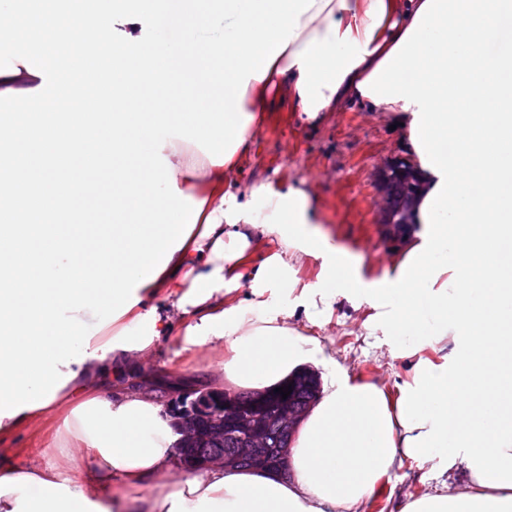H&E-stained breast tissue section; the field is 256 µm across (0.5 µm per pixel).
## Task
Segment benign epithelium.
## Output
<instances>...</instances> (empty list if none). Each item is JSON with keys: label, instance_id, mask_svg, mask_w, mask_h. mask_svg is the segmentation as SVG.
<instances>
[{"label": "benign epithelium", "instance_id": "obj_1", "mask_svg": "<svg viewBox=\"0 0 512 512\" xmlns=\"http://www.w3.org/2000/svg\"><path fill=\"white\" fill-rule=\"evenodd\" d=\"M402 174L411 186V190L401 202L399 209H394L386 190V181L391 172ZM379 187L378 223L383 227L385 238L392 243L400 238L413 224V208L423 190V183L414 165L406 158H392L381 166L376 174ZM237 393L212 385H199L192 391L172 394L165 397L167 409L177 408L173 418L178 430L187 434L176 444L177 455L183 471L189 472L221 463L226 467H235L244 460L251 462L258 470L279 471L287 462L289 449L280 448L272 459L259 451L262 421L256 412L241 414L236 410ZM203 416L210 424L222 427L228 423L244 437L245 446L235 448L220 455H206L190 463L185 461V450L200 440L201 433L198 417Z\"/></svg>", "mask_w": 512, "mask_h": 512}]
</instances>
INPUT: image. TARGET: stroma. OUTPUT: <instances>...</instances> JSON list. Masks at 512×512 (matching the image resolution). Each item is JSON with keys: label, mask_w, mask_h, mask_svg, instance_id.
I'll return each instance as SVG.
<instances>
[{"label": "stroma", "mask_w": 512, "mask_h": 512, "mask_svg": "<svg viewBox=\"0 0 512 512\" xmlns=\"http://www.w3.org/2000/svg\"><path fill=\"white\" fill-rule=\"evenodd\" d=\"M154 36L172 47L191 39L200 44L224 39L223 15L203 23L154 26ZM387 112H372L356 104L312 126L296 112H276L261 129L249 159L233 178L240 187L269 185L278 189L306 184L316 196L320 227L338 246L356 256L366 282L379 280L400 251L387 244L377 223L376 172L386 161L405 156L400 130ZM372 308L337 297L331 307L297 314L293 325L313 339L328 364V373L354 382H373L397 397L409 379L410 358L404 343L375 331ZM176 339L160 340L146 371L172 376L204 374L219 383L215 363L221 351L198 348L192 358L177 357ZM67 407L41 414L12 436L0 439V463L29 467L44 464L65 434ZM467 486L465 471L441 470L436 461L403 460L363 504V512H400L409 500L423 495L455 494Z\"/></svg>", "instance_id": "1"}]
</instances>
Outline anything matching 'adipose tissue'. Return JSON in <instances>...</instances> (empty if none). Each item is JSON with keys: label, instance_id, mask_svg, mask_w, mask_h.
<instances>
[{"label": "adipose tissue", "instance_id": "1", "mask_svg": "<svg viewBox=\"0 0 512 512\" xmlns=\"http://www.w3.org/2000/svg\"><path fill=\"white\" fill-rule=\"evenodd\" d=\"M66 26L55 57L0 68V434L69 405L63 467H0V512H358L405 459L465 468L455 495H426L401 512H512V0H114L111 22L79 0H14L0 31ZM224 15V40L171 49L156 19ZM94 54L113 91L109 132L90 138L66 104L90 95L66 57ZM177 99L178 110L152 108ZM347 101L390 112L424 184L400 260L361 283L357 263L315 224L310 194L231 179L273 112L309 122ZM210 139L199 153L189 139ZM112 160L110 221L53 236L59 195L78 168L44 160L47 145ZM276 241L259 267L251 250ZM320 261L323 301L362 295L388 336L433 327L440 362L418 360L397 399L382 387L330 381L289 450L291 474L216 464L173 477L178 435L155 395L128 388L132 361L161 338L181 351L225 349L217 367L264 387L311 361L312 339L290 321L288 275ZM98 288H79L81 268ZM249 279L252 297L225 305V282ZM165 305L156 306L157 297Z\"/></svg>", "mask_w": 512, "mask_h": 512}]
</instances>
